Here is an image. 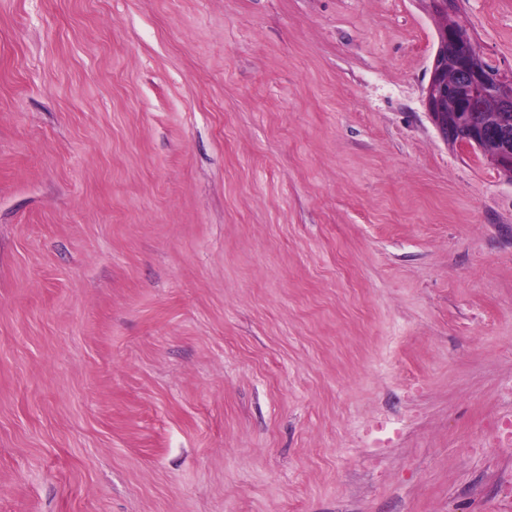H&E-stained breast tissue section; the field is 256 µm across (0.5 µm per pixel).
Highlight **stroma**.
I'll use <instances>...</instances> for the list:
<instances>
[{"instance_id":"stroma-1","label":"stroma","mask_w":512,"mask_h":512,"mask_svg":"<svg viewBox=\"0 0 512 512\" xmlns=\"http://www.w3.org/2000/svg\"><path fill=\"white\" fill-rule=\"evenodd\" d=\"M512 70V0H456ZM429 0H0V512H512V181ZM453 0H430L440 5L445 21L439 32V46L434 59L431 77L426 89V102L434 122L448 143L461 149L490 151L487 158L502 172L512 170V146L496 141L495 147L481 145L476 138L457 137L450 132L443 121L442 112L448 101V112H470L463 121L460 131L468 133L482 123L484 116L478 110V101L483 98V112H493L490 121L495 119V112L506 115L507 132L512 141V72H502L498 67L483 65L472 67L469 60L472 56L484 57L480 46L473 40H465L459 33L467 34L468 30L452 20ZM460 48V49H459ZM455 71L461 77L460 86L454 91H448V71Z\"/></svg>"}]
</instances>
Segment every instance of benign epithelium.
I'll return each mask as SVG.
<instances>
[{
    "instance_id": "benign-epithelium-1",
    "label": "benign epithelium",
    "mask_w": 512,
    "mask_h": 512,
    "mask_svg": "<svg viewBox=\"0 0 512 512\" xmlns=\"http://www.w3.org/2000/svg\"><path fill=\"white\" fill-rule=\"evenodd\" d=\"M440 5L445 21L439 32V46L426 89V102L434 122L449 143L461 149L487 152V158L501 171H512V147L506 143L483 145L476 138L456 137L443 121L442 112H512V72L495 66L475 68L469 60L483 56L480 46L465 40L452 20V0H430Z\"/></svg>"
}]
</instances>
